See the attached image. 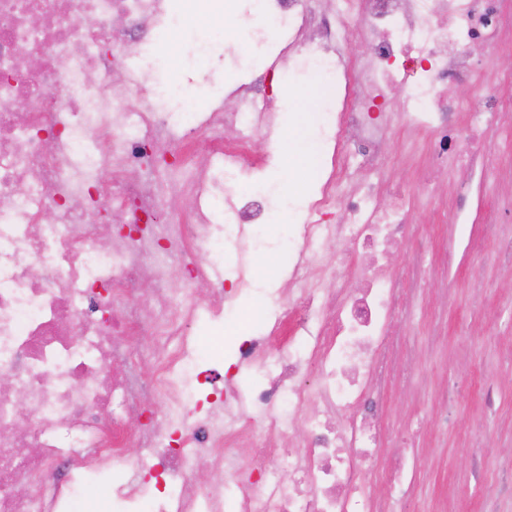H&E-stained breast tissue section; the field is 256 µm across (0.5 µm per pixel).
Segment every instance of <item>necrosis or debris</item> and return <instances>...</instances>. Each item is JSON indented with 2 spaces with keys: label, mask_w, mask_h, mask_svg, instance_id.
I'll use <instances>...</instances> for the list:
<instances>
[{
  "label": "necrosis or debris",
  "mask_w": 512,
  "mask_h": 512,
  "mask_svg": "<svg viewBox=\"0 0 512 512\" xmlns=\"http://www.w3.org/2000/svg\"><path fill=\"white\" fill-rule=\"evenodd\" d=\"M338 2L335 24H322L318 40L304 46L298 35L311 23L308 0H262L265 22L250 13L238 27L339 87L323 104L336 121L318 136L340 141L348 123L364 149L375 148L378 102L394 90L398 123L429 138L434 161L420 174L421 193L395 185L381 206L371 189L350 187L339 153L308 200L265 187L301 220L282 242L257 225L211 223L205 179L193 169L197 135L210 139V157L225 169L245 167L265 103L244 99L234 112L196 123L200 104L167 79L161 60L116 42L117 29L145 22L154 23L157 41L178 32V16L160 0H0V200L9 203L0 208V370L10 378L0 387V512H71L86 475L102 468L112 472L108 505L124 512H377L366 483L379 446L378 401L367 385L396 306L394 285L379 275L364 294L329 300L298 269L310 262L320 279L343 283L349 254L324 262L321 244L336 239L365 250L396 241L409 213L429 204L437 176L484 157L489 131L456 128L454 116L506 112L512 103L488 90L467 52L476 42H502L501 0ZM335 37L367 40L368 64L354 70L332 46ZM115 52L144 64L114 82ZM27 57L37 67L19 69ZM463 80L474 96L451 95ZM173 110L194 133L175 149L157 134ZM173 149L185 174L168 182L162 210L125 173L158 168ZM91 208L99 223L85 220ZM337 208L340 220L327 223ZM103 221L117 224L106 248ZM189 249L203 261L181 263ZM262 250L281 252L288 285L268 289V305L252 315L267 335L237 346L234 368L250 371L253 383L220 387L219 358L202 352L186 326L202 312L223 317L224 308L201 306L189 289L223 288L231 262L237 289H254L247 257ZM145 278L162 305L143 318L137 285ZM179 278L184 288L171 291ZM135 336L150 339L140 361L153 372L144 380L124 366ZM208 388L217 389L227 417L197 416ZM141 391L162 400V415L139 408ZM291 433L296 448L280 447ZM203 453L220 479L198 485L190 475Z\"/></svg>",
  "instance_id": "4bbe7bcc"
}]
</instances>
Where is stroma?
I'll return each instance as SVG.
<instances>
[{"label": "stroma", "instance_id": "stroma-1", "mask_svg": "<svg viewBox=\"0 0 512 512\" xmlns=\"http://www.w3.org/2000/svg\"><path fill=\"white\" fill-rule=\"evenodd\" d=\"M178 2L189 15L179 30L188 60L171 68V79L204 92L208 110L219 112L236 109L241 86H259L271 118L252 149L268 157L279 89L298 82L287 61L237 39L239 0H223L207 23L198 20V0ZM201 40L216 43L210 57H194ZM470 56L487 66L501 95L512 97V39ZM480 120L493 134L484 170L451 172L387 261L401 295L383 368L373 378L388 433L377 465L390 472L406 457L416 467L399 490L373 480L370 491L385 512H497L512 496L502 474L512 458V112ZM408 137L388 123L374 163L354 143L345 145L353 184L375 187L376 202L386 200L388 185L419 184L417 165L400 160ZM266 171L242 169L236 184L213 199L216 218H223L225 202L246 208L251 186Z\"/></svg>", "mask_w": 512, "mask_h": 512}]
</instances>
